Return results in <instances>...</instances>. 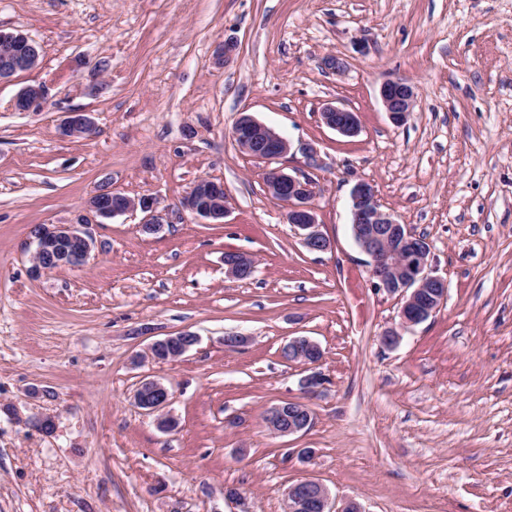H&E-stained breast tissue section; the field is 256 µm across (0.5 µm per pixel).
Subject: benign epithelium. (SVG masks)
<instances>
[{"instance_id":"7a95c632","label":"benign epithelium","mask_w":512,"mask_h":512,"mask_svg":"<svg viewBox=\"0 0 512 512\" xmlns=\"http://www.w3.org/2000/svg\"><path fill=\"white\" fill-rule=\"evenodd\" d=\"M0 46L7 54L0 67V84L10 82L20 72L34 68L39 53L36 41L19 32L0 30ZM379 96L385 112L395 124L403 123L415 104V87L402 79L387 80L381 84ZM46 103V90L41 85L22 88L14 99V106L23 112H38ZM321 121L329 128L346 137H354L360 131L357 116L347 108L327 105L320 112ZM93 129V121L87 112H68L60 124L61 135L76 137ZM240 149L258 160H274L289 154L290 141L276 133L250 114L241 115L233 130ZM269 194L288 204L287 221L301 231L306 248L313 252H327L332 242L320 230L313 204L315 191L311 180L302 174H290L282 169L265 174ZM112 192L103 191L90 198L88 216L81 224H90L96 218L109 219L128 211L139 210L146 214L141 224L142 232L153 235L163 230L158 214V201L152 195L125 198L120 205L110 203ZM183 207L202 220L220 222L227 212V197L224 184L211 179H200L190 194L183 200ZM351 234L355 244L369 257L368 274L376 292L402 298L399 323L386 330L382 343L387 347L397 345L402 332L428 320L445 301L447 281L432 274L430 270L431 245L415 234L409 225L401 224L395 216L383 210L374 185L358 178L350 190ZM32 272L39 275L52 269L47 259L61 266L79 267L88 258L93 248L92 240L75 224H45L32 232ZM225 272L241 279L249 276L255 268L251 254L236 252L224 259ZM183 340L182 353H187L198 342L190 333L168 334L153 341L148 355L177 340ZM286 359L291 363L315 365L320 358L310 359L307 353L319 352L317 342L305 337H293L285 347ZM136 406L146 415H154L158 426L171 430L175 421L167 415L171 403L168 387L157 379H145L134 394ZM291 405L298 409V418L281 423L283 405L271 407L266 414L268 429L278 436H290L306 431L314 420L309 407L301 401ZM284 501L288 512H360L354 504L337 511L333 509L328 490L312 479L300 481L286 490Z\"/></svg>"}]
</instances>
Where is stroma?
<instances>
[{
  "mask_svg": "<svg viewBox=\"0 0 512 512\" xmlns=\"http://www.w3.org/2000/svg\"><path fill=\"white\" fill-rule=\"evenodd\" d=\"M0 28L42 48L0 85V512H238L228 487L283 512L304 479L361 512H512V0H0ZM392 78L415 87L400 125L378 97ZM38 84L42 111H16ZM330 103L358 136L321 122ZM66 112L94 131L62 137ZM242 113L290 141L282 165L315 184L332 250L287 223L268 163L234 140ZM357 176L448 282L392 349L400 301L351 236ZM203 177L224 185L223 223L180 207ZM102 190L156 196L163 231L141 233L138 212L90 224L82 267L33 275L32 229L78 223ZM228 252L254 274L228 276ZM181 332L199 338L183 357L145 359ZM230 333L252 341L227 348ZM297 336L324 352L308 399L281 355ZM146 376L172 391L176 431L135 406ZM302 399L310 430L266 429L269 407ZM232 257L224 258L225 272L235 278L241 279L249 276L255 268L251 254L246 252H228Z\"/></svg>",
  "mask_w": 512,
  "mask_h": 512,
  "instance_id": "35a3bbf8",
  "label": "stroma"
}]
</instances>
